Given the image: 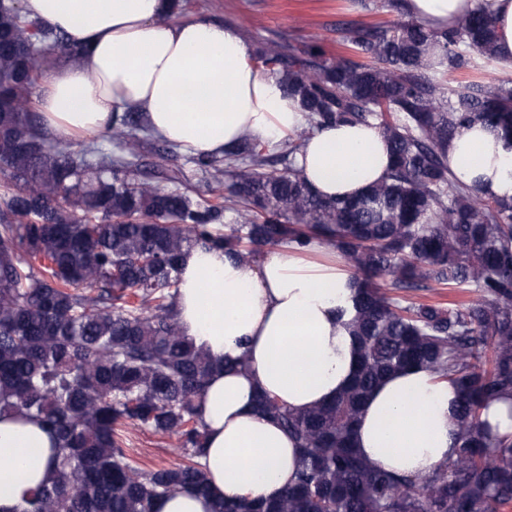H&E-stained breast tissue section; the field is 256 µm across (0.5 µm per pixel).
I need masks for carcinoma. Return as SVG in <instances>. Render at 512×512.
<instances>
[{
    "label": "carcinoma",
    "instance_id": "1",
    "mask_svg": "<svg viewBox=\"0 0 512 512\" xmlns=\"http://www.w3.org/2000/svg\"><path fill=\"white\" fill-rule=\"evenodd\" d=\"M344 51L315 37H260L255 66L279 77L308 112L281 151L245 141L188 157L205 193L161 187L142 169L163 161L143 113L78 146L51 142L29 97L38 69L74 60L63 33L0 3V411L33 417L56 439L53 478L29 512H153L175 491L209 492L195 398L215 363L172 313L180 261L194 246L255 260L263 248L336 250L358 280L359 369L334 401L297 412L261 393L257 410L299 444L296 482L273 501L219 500L213 512H500L512 505V443L481 420L512 397V200L484 197L448 168V142L483 124L512 134V81L492 71L464 86L450 75L495 59V29L476 8L454 29L410 18L340 29ZM43 49L30 63L31 47ZM376 126L392 171L359 199L321 198L296 157L314 130ZM112 142L113 148L104 145ZM281 168H275V165ZM432 282L467 301L402 304L389 290ZM418 365L451 381L458 446L421 477H398L353 445L374 388ZM175 435L187 460L151 470L128 461L120 428Z\"/></svg>",
    "mask_w": 512,
    "mask_h": 512
}]
</instances>
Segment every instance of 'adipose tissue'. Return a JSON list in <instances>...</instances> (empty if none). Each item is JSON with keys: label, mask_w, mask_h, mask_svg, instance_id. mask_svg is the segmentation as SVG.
<instances>
[{"label": "adipose tissue", "mask_w": 512, "mask_h": 512, "mask_svg": "<svg viewBox=\"0 0 512 512\" xmlns=\"http://www.w3.org/2000/svg\"><path fill=\"white\" fill-rule=\"evenodd\" d=\"M476 0H404L406 13L453 29ZM24 14L65 32L75 61L54 67L34 107L46 134L78 140L111 128L128 109L189 155H221L249 140L279 148L307 114L280 80L262 73L235 26L169 18L170 0H21ZM322 198H357L389 174V149L374 126L353 123L314 132L298 155ZM448 167L482 195L512 198V148L504 133L476 124L448 144ZM273 249L250 264L193 247L180 269L174 304L184 336L216 362L196 406L206 430L200 462L206 496L177 492L154 512H212L215 499L278 498L294 479L295 440L255 408L258 393L304 411L331 402L351 382L358 346L350 328L356 284L336 260ZM245 368H238L239 360ZM230 370H223V363ZM455 385L410 368L385 378L355 427L365 459L417 477L447 462L458 445ZM55 440L36 419L0 413V512H26V497L52 477Z\"/></svg>", "instance_id": "ef3b65f1"}]
</instances>
